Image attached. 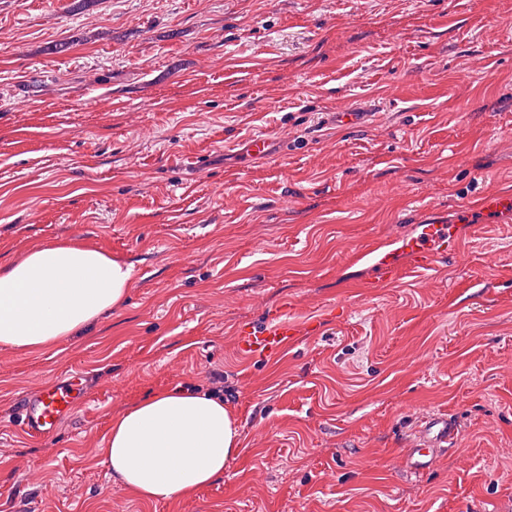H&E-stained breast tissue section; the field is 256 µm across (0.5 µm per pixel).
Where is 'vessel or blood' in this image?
Listing matches in <instances>:
<instances>
[{
    "label": "vessel or blood",
    "instance_id": "1",
    "mask_svg": "<svg viewBox=\"0 0 512 512\" xmlns=\"http://www.w3.org/2000/svg\"><path fill=\"white\" fill-rule=\"evenodd\" d=\"M455 237L449 236L442 221L420 225L418 232L407 238L401 250L391 249L382 241L370 250L373 265L383 279L401 276L404 269H429L444 254L456 252ZM295 336L288 319L267 325L260 332H245L238 338L240 348L249 353L277 355L287 349ZM82 387L73 382H58L44 387L38 394L20 401L18 422L26 433L36 439L54 434L62 417L83 398ZM459 427L455 419L433 414L424 417L416 430V444L411 448L410 468L423 475L435 463L438 453L453 447Z\"/></svg>",
    "mask_w": 512,
    "mask_h": 512
}]
</instances>
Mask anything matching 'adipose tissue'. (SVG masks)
I'll return each mask as SVG.
<instances>
[{
	"mask_svg": "<svg viewBox=\"0 0 512 512\" xmlns=\"http://www.w3.org/2000/svg\"><path fill=\"white\" fill-rule=\"evenodd\" d=\"M133 266L71 238L0 267V347L54 346L120 308ZM240 451L236 417L217 397L158 392L113 417L102 450L113 480L137 498L181 499L219 480Z\"/></svg>",
	"mask_w": 512,
	"mask_h": 512,
	"instance_id": "obj_1",
	"label": "adipose tissue"
}]
</instances>
